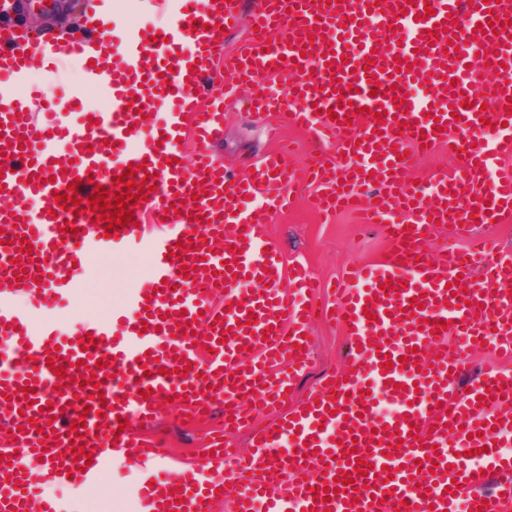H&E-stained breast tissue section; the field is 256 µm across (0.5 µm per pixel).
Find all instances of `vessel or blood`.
<instances>
[{
  "label": "vessel or blood",
  "instance_id": "1",
  "mask_svg": "<svg viewBox=\"0 0 512 512\" xmlns=\"http://www.w3.org/2000/svg\"><path fill=\"white\" fill-rule=\"evenodd\" d=\"M240 20V0H182L163 25L123 35L93 19L112 49L106 69L82 37L48 44L109 93L80 114L30 86L31 42L0 29V423L11 431L0 512H27L34 472L92 487L108 460L130 456L141 466L135 500L214 512L238 449L212 437L202 463L174 471L128 424L172 404L192 419L223 406L225 433L248 430L256 450L277 449L234 512H512V370L457 387L480 345L512 357V251L478 232L512 218V0H258L247 47L224 54ZM469 57L495 62L491 99ZM284 72L283 96L272 80ZM415 82L431 98H416ZM238 84L250 116L284 110L309 131L306 178L285 149L241 177L215 156ZM202 95L210 107L189 111ZM441 146L459 166L406 182L409 161ZM129 167L148 189L132 221L111 227L88 201L98 185L127 195L118 176ZM305 182L316 210L358 212L391 240L322 305L319 281L304 264L284 267L268 224ZM448 223L469 244L431 257L423 245ZM132 248L149 272L120 314L37 329L15 303L33 288L37 308H58L83 288L90 255ZM318 315L346 333V363L295 406ZM384 400L397 405L386 419ZM254 403L289 410L257 428Z\"/></svg>",
  "mask_w": 512,
  "mask_h": 512
}]
</instances>
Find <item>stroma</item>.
I'll return each instance as SVG.
<instances>
[{"instance_id": "35a3bbf8", "label": "stroma", "mask_w": 512, "mask_h": 512, "mask_svg": "<svg viewBox=\"0 0 512 512\" xmlns=\"http://www.w3.org/2000/svg\"><path fill=\"white\" fill-rule=\"evenodd\" d=\"M224 121V135L216 146L217 155L235 173L251 170L253 163L264 152L273 149L262 123L254 121L238 104H228ZM274 243L280 248L284 263L306 261L317 277L333 281L340 277L347 266L356 260L373 261L380 258L388 241L379 226L360 223L358 217L343 213L331 218L316 215L306 203H299L292 211L272 216ZM133 278L117 264L115 256L101 255L89 261V276L82 291L73 296L62 315L67 319L106 318L121 306ZM310 334L313 340V362L310 369L297 378L293 389L294 403L307 400L315 391L319 380L341 368L343 363L344 335L342 330L328 323L314 324ZM223 416L222 409H215L210 422L190 424L180 417L179 408H171L150 428L169 449L168 462L172 468L182 469L201 461L206 455L205 442ZM235 447L241 448L243 459L239 464H227L229 475L225 482L224 499L216 512H231L234 500L249 482L248 471L254 449L251 435L243 431L232 438ZM107 489L104 500H97L95 489L40 485L41 494L72 496L84 503H97V512H119V505L127 501L124 482L111 474L101 480Z\"/></svg>"}]
</instances>
